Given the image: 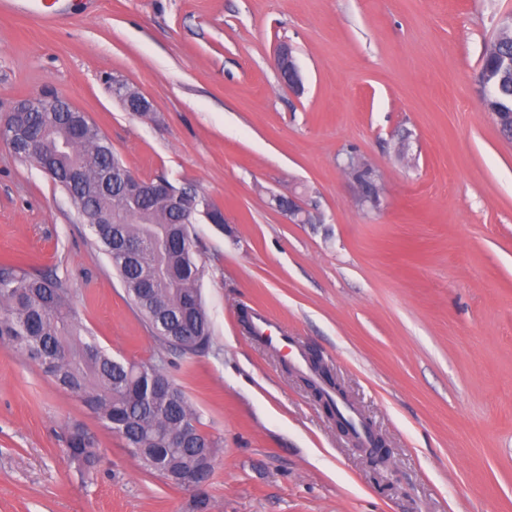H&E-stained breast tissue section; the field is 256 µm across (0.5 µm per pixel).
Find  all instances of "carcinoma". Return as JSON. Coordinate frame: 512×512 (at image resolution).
I'll list each match as a JSON object with an SVG mask.
<instances>
[{"instance_id":"obj_1","label":"carcinoma","mask_w":512,"mask_h":512,"mask_svg":"<svg viewBox=\"0 0 512 512\" xmlns=\"http://www.w3.org/2000/svg\"><path fill=\"white\" fill-rule=\"evenodd\" d=\"M512 55V23L501 24L494 47L484 52L482 74L496 90L489 100L496 112L512 113V76L492 68L500 54ZM33 131L41 140L34 162L52 172L54 182L82 205L94 246L119 275L126 294L158 345L174 354H198L209 348L211 323L200 290L191 225L167 199L123 198L116 179L123 162L111 143L90 125L83 112H14L7 136ZM129 241L142 249L134 256L121 250ZM191 330L192 344L170 336L161 321ZM38 363L61 389L85 404L120 437L142 467L158 475L195 467L198 442L221 447L204 432L185 394L165 370L152 363L128 366L102 348L77 317L71 291L55 272L36 274L19 259L0 262V342ZM188 430L186 442L169 434ZM66 451L84 470L94 469L100 450L81 426L67 432Z\"/></svg>"}]
</instances>
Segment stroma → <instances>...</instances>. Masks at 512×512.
<instances>
[{"label":"stroma","mask_w":512,"mask_h":512,"mask_svg":"<svg viewBox=\"0 0 512 512\" xmlns=\"http://www.w3.org/2000/svg\"><path fill=\"white\" fill-rule=\"evenodd\" d=\"M512 0H69L0 16V119L69 99L143 179L192 183L225 224L191 226L209 349L170 374L222 440L211 512H512V141L478 92ZM301 83L284 84L280 47ZM120 79L153 118L123 110ZM361 155L381 205L338 165ZM301 195L311 223L275 196ZM67 277L112 355L160 348L68 194L0 140V260ZM269 312L319 354L391 452L372 467L301 368L250 338ZM101 450L83 471L71 425ZM83 400L0 345V512H192ZM62 9L59 0H1L0 12L5 15H26L37 23L52 24Z\"/></svg>","instance_id":"stroma-1"}]
</instances>
